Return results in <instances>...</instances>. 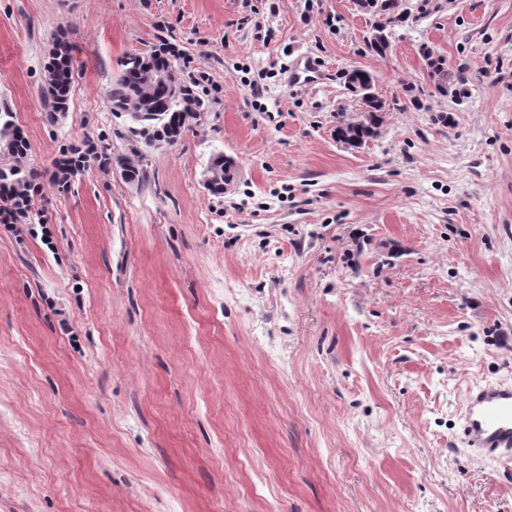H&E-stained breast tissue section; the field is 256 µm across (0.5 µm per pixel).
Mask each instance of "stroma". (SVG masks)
Returning a JSON list of instances; mask_svg holds the SVG:
<instances>
[{
  "label": "stroma",
  "instance_id": "obj_1",
  "mask_svg": "<svg viewBox=\"0 0 512 512\" xmlns=\"http://www.w3.org/2000/svg\"><path fill=\"white\" fill-rule=\"evenodd\" d=\"M392 16L380 55L357 0H0L44 215L0 223V512H512V464L456 444L467 388L512 380V0ZM163 41L202 108L154 150L107 92ZM355 69L384 106L360 144ZM101 135L143 180L94 160L59 193ZM71 80L70 57L59 48L45 66V79L41 88L49 109L47 119L51 123L69 110ZM102 137L99 143L95 145H88L87 149L70 148L65 151L62 156L56 160L54 172V184L57 190L61 193L71 191L72 182L82 171H84L88 163V157L91 154H96L97 157L103 158L104 161H112V157L107 153L108 146L104 143Z\"/></svg>",
  "mask_w": 512,
  "mask_h": 512
}]
</instances>
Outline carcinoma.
<instances>
[{
  "label": "carcinoma",
  "mask_w": 512,
  "mask_h": 512,
  "mask_svg": "<svg viewBox=\"0 0 512 512\" xmlns=\"http://www.w3.org/2000/svg\"><path fill=\"white\" fill-rule=\"evenodd\" d=\"M121 71L112 81L108 92L112 113L125 118L130 131L144 143L153 141L172 147L184 133L192 129L197 120L201 102L192 85L195 80L188 76V66L182 64L169 48L160 46L145 53L133 54L120 62ZM72 65L70 57L57 50L45 66V79L41 92L47 101L49 122L68 112ZM381 105L378 98L370 99L363 120L352 126L340 127L337 133H345L350 141H362L375 133L381 121ZM27 143L22 130L15 122V115L8 108L0 109V154L16 159L23 157ZM96 154L111 160L104 140L87 149L70 148L55 162L54 184L61 193L71 190L72 182L88 163V157ZM124 179L140 181L144 170L124 157L116 158ZM212 177L209 192L224 194V165L214 164L207 168ZM37 174L18 164L0 166V201L11 215L28 217L31 214V190Z\"/></svg>",
  "instance_id": "obj_1"
}]
</instances>
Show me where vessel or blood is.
Returning a JSON list of instances; mask_svg holds the SVG:
<instances>
[{"instance_id": "b4317fda", "label": "vessel or blood", "mask_w": 512, "mask_h": 512, "mask_svg": "<svg viewBox=\"0 0 512 512\" xmlns=\"http://www.w3.org/2000/svg\"><path fill=\"white\" fill-rule=\"evenodd\" d=\"M463 447L482 456L512 459V381L468 388L460 413Z\"/></svg>"}]
</instances>
